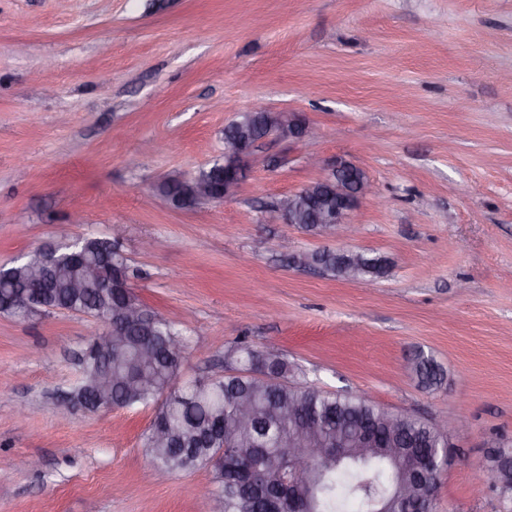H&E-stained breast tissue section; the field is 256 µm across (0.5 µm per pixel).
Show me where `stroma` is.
<instances>
[{
    "label": "stroma",
    "instance_id": "obj_1",
    "mask_svg": "<svg viewBox=\"0 0 512 512\" xmlns=\"http://www.w3.org/2000/svg\"><path fill=\"white\" fill-rule=\"evenodd\" d=\"M510 71L512 0H0V265L54 242L81 198L73 234L124 225L133 293L181 314L182 378L223 373L245 340L325 390L447 422L437 512H501L471 471L512 444ZM258 102L317 139L262 143L223 201L156 195L222 158L225 126ZM310 153L372 182L354 239L277 222L273 203L319 176ZM322 249L390 270L343 281L287 260ZM99 329L0 314V512H210V467L143 480L152 410L59 417ZM419 352L440 388L418 385ZM181 181V178L168 180L157 187L158 192L160 195L165 197L175 208L193 209L201 202L194 200L190 194L180 186ZM184 202H187L190 206L184 204Z\"/></svg>",
    "mask_w": 512,
    "mask_h": 512
}]
</instances>
